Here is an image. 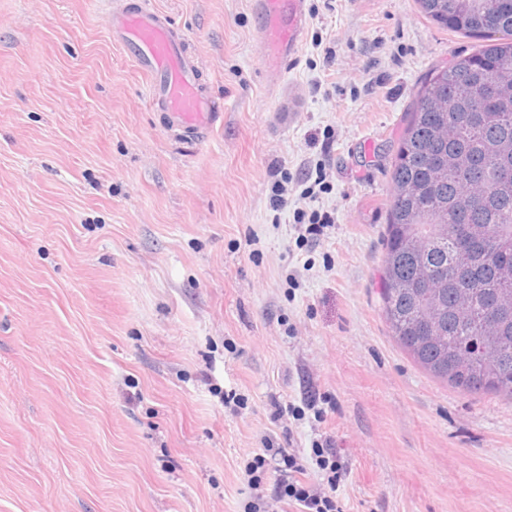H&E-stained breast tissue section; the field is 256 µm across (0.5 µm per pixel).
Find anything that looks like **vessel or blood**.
Returning <instances> with one entry per match:
<instances>
[{"label":"vessel or blood","instance_id":"b4317fda","mask_svg":"<svg viewBox=\"0 0 512 512\" xmlns=\"http://www.w3.org/2000/svg\"><path fill=\"white\" fill-rule=\"evenodd\" d=\"M259 19L257 38L267 48L268 67L283 70L296 62L307 30L306 0H250ZM118 39L138 67L151 77V93L168 122L188 137L200 138L220 120L222 108L202 88L194 59L165 16L140 0L122 11Z\"/></svg>","mask_w":512,"mask_h":512}]
</instances>
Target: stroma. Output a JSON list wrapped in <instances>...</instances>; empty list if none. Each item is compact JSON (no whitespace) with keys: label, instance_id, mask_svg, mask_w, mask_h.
Returning a JSON list of instances; mask_svg holds the SVG:
<instances>
[{"label":"stroma","instance_id":"obj_1","mask_svg":"<svg viewBox=\"0 0 512 512\" xmlns=\"http://www.w3.org/2000/svg\"><path fill=\"white\" fill-rule=\"evenodd\" d=\"M136 2L0 0V512H252L256 449L326 439L343 512H512V401L382 316L407 114L476 39L415 0H307L270 75L249 0H151L224 103L196 142L112 32ZM302 211L332 218L316 242Z\"/></svg>","mask_w":512,"mask_h":512}]
</instances>
